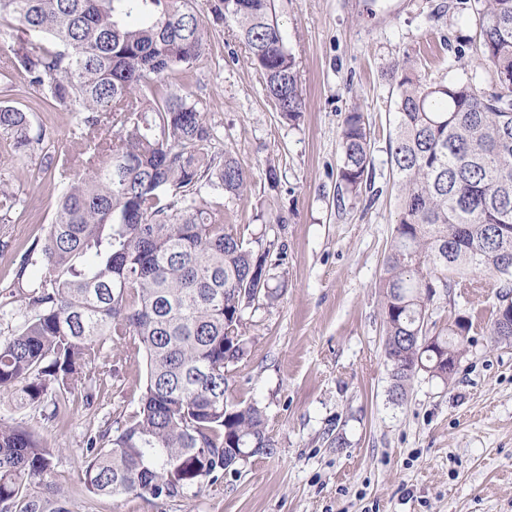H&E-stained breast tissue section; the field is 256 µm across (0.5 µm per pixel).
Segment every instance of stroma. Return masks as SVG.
<instances>
[{"label": "stroma", "mask_w": 512, "mask_h": 512, "mask_svg": "<svg viewBox=\"0 0 512 512\" xmlns=\"http://www.w3.org/2000/svg\"><path fill=\"white\" fill-rule=\"evenodd\" d=\"M212 3L193 0L208 45L169 81L203 97L218 134L211 153L232 154L253 175L247 195L220 196L225 223L265 233L283 254L274 275L288 288L249 316L248 353L226 371L230 400L263 410L273 454L175 497L91 495L81 480L85 436L122 427L146 377L144 362L121 357L92 409L57 423L4 404L0 419L56 448L48 480L69 512H512V338L489 332L497 282L435 300L433 321L471 317L475 342L449 382L419 373L401 401L392 396L378 288L398 209L391 68L407 55L426 81L496 91L493 69L475 54L474 0H275L306 100L294 122L266 97ZM355 106L371 139L370 186L357 197L339 178L341 125ZM30 120L52 132L57 158L74 152L75 112L61 106ZM41 161L37 149L18 158L0 136V181L23 200L0 224V289L44 236L63 187L60 170ZM269 213L284 223H262Z\"/></svg>", "instance_id": "stroma-1"}]
</instances>
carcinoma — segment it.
I'll return each mask as SVG.
<instances>
[{
  "label": "carcinoma",
  "instance_id": "1",
  "mask_svg": "<svg viewBox=\"0 0 512 512\" xmlns=\"http://www.w3.org/2000/svg\"><path fill=\"white\" fill-rule=\"evenodd\" d=\"M191 0H0L11 29L10 69L36 97L23 111L0 100V135L25 151L48 140L28 113L63 105L83 133L44 238L21 255L0 291L20 323L0 341V401L56 419L100 400L112 349L142 354L138 406L117 433L86 436L83 483L95 495L174 497L218 479L224 464L275 444L255 403H233L225 368L247 352L245 316L288 287L271 284L274 243L224 223L215 193L241 197L249 175L216 156L214 127L192 91L165 77L206 50L208 31ZM479 60L500 90L423 81L397 62L389 150L399 213L384 260V350L392 394L406 396L421 371L448 380V351L474 342L471 321L438 328L430 306L452 288L499 279L512 298V0H476ZM274 0H214L231 21L266 96L289 122L306 108L297 62L274 17ZM363 113L340 136V180L358 194L370 165ZM23 200L0 183V223ZM39 270L24 280L28 267ZM53 450L0 421V512H68L28 493Z\"/></svg>",
  "mask_w": 512,
  "mask_h": 512
}]
</instances>
